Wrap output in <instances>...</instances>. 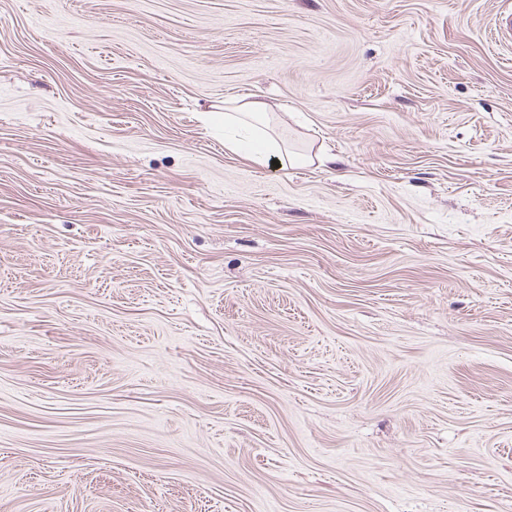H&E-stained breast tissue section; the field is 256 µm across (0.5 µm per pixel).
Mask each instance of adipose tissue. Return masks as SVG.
<instances>
[{"instance_id":"ef3b65f1","label":"adipose tissue","mask_w":512,"mask_h":512,"mask_svg":"<svg viewBox=\"0 0 512 512\" xmlns=\"http://www.w3.org/2000/svg\"><path fill=\"white\" fill-rule=\"evenodd\" d=\"M268 108L260 101L228 104L224 107V128L228 132L225 146L242 153L246 160L257 166L278 161L288 168L304 163V156L284 148L280 141L268 132Z\"/></svg>"}]
</instances>
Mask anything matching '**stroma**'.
<instances>
[{
    "instance_id": "1",
    "label": "stroma",
    "mask_w": 512,
    "mask_h": 512,
    "mask_svg": "<svg viewBox=\"0 0 512 512\" xmlns=\"http://www.w3.org/2000/svg\"><path fill=\"white\" fill-rule=\"evenodd\" d=\"M509 10L0 0V512H512ZM268 108L260 101L224 104V146L233 152H241L246 160L257 166H265L271 159L280 168L287 169L307 161L288 151L281 142L268 133ZM228 131L226 138L225 131Z\"/></svg>"
}]
</instances>
